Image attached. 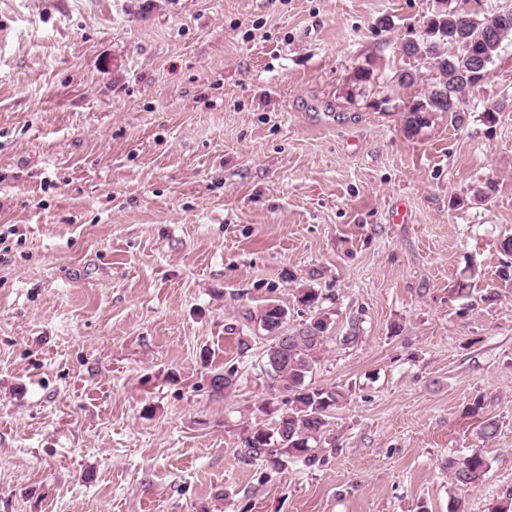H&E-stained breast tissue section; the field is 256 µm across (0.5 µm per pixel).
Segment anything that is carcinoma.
I'll use <instances>...</instances> for the list:
<instances>
[{
  "label": "carcinoma",
  "instance_id": "obj_1",
  "mask_svg": "<svg viewBox=\"0 0 512 512\" xmlns=\"http://www.w3.org/2000/svg\"><path fill=\"white\" fill-rule=\"evenodd\" d=\"M512 42V9H501L479 21L454 8H438L424 22L421 34L402 44L403 57L429 66L435 72L424 98L412 103L403 115L404 131L414 134L426 127L434 112H449L461 122L456 103L473 95L490 75V66L502 49ZM287 312L268 305L261 315L264 330L281 328ZM331 322L313 317L291 332L274 338L266 350L268 376L274 390L288 393V408L279 411L272 400L259 410L272 416L270 426H255L242 438L240 456L259 461L279 472L288 463L300 461L312 467L324 457L323 443L330 432L332 410L344 395L334 387L317 388L306 383L318 361ZM448 473L456 486L475 488L488 473V462L478 450L448 459Z\"/></svg>",
  "mask_w": 512,
  "mask_h": 512
}]
</instances>
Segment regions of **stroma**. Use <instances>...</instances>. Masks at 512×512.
Instances as JSON below:
<instances>
[{
	"label": "stroma",
	"mask_w": 512,
	"mask_h": 512,
	"mask_svg": "<svg viewBox=\"0 0 512 512\" xmlns=\"http://www.w3.org/2000/svg\"><path fill=\"white\" fill-rule=\"evenodd\" d=\"M435 5L0 0V512H488L512 491V44L463 123L406 134L429 71L399 84L400 46ZM271 301L286 332L330 318L309 381L344 394L336 452L272 475L239 455L270 422ZM475 450L465 492L447 462ZM488 462L478 450L448 460V473L456 486L475 488L488 473Z\"/></svg>",
	"instance_id": "stroma-1"
}]
</instances>
